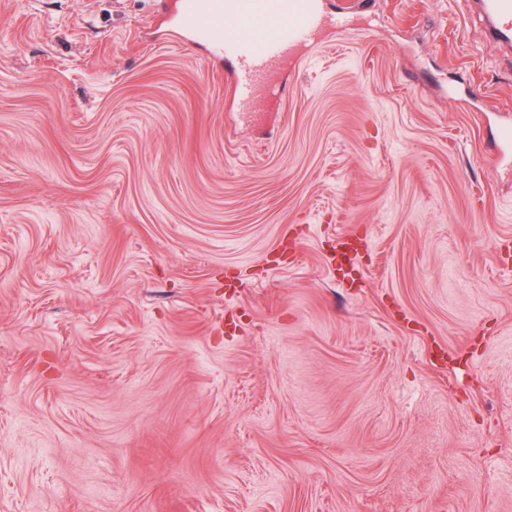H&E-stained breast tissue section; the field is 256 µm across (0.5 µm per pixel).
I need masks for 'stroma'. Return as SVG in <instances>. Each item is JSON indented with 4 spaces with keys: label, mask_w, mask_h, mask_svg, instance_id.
<instances>
[{
    "label": "stroma",
    "mask_w": 512,
    "mask_h": 512,
    "mask_svg": "<svg viewBox=\"0 0 512 512\" xmlns=\"http://www.w3.org/2000/svg\"><path fill=\"white\" fill-rule=\"evenodd\" d=\"M322 11L240 102L177 0H0V512H512V47Z\"/></svg>",
    "instance_id": "stroma-1"
}]
</instances>
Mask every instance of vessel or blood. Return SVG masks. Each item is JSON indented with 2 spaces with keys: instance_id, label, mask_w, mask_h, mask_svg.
Segmentation results:
<instances>
[{
  "instance_id": "obj_1",
  "label": "vessel or blood",
  "mask_w": 512,
  "mask_h": 512,
  "mask_svg": "<svg viewBox=\"0 0 512 512\" xmlns=\"http://www.w3.org/2000/svg\"><path fill=\"white\" fill-rule=\"evenodd\" d=\"M494 36H512V0H486ZM184 28L238 61L234 93L250 97L264 86L274 62L308 44L320 24L317 0H180Z\"/></svg>"
}]
</instances>
